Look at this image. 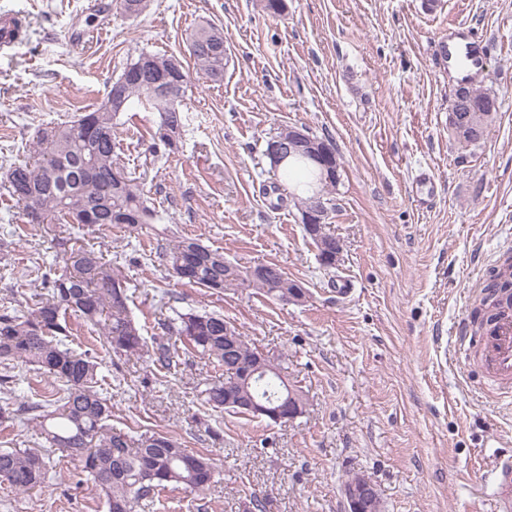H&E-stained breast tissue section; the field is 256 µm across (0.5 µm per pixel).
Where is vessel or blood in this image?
<instances>
[{"label":"vessel or blood","mask_w":512,"mask_h":512,"mask_svg":"<svg viewBox=\"0 0 512 512\" xmlns=\"http://www.w3.org/2000/svg\"><path fill=\"white\" fill-rule=\"evenodd\" d=\"M20 18L12 13L0 14V53L16 52L24 43ZM441 52L457 61L453 79L456 84L470 85L486 72L487 43L478 34L467 31L464 24L448 29L440 43ZM481 359L491 376L486 395L494 400H512V306L502 305L498 315L479 341Z\"/></svg>","instance_id":"1"}]
</instances>
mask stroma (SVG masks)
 Instances as JSON below:
<instances>
[{"label": "stroma", "instance_id": "1", "mask_svg": "<svg viewBox=\"0 0 512 512\" xmlns=\"http://www.w3.org/2000/svg\"><path fill=\"white\" fill-rule=\"evenodd\" d=\"M110 0H0L28 24L25 44L0 57V180L32 159L39 128L91 110L140 53L191 65L187 38L200 23L224 30L221 81L197 74L182 103L178 153L153 152L156 115L121 113L127 168L143 173L156 224L113 228L105 260L127 266L129 308L147 337L168 316L161 237L189 235L230 262L278 264L309 292L285 304L255 288L223 295L179 285L183 305L222 313L259 349L280 356L289 384L308 398L285 423L216 412L191 388L213 368L184 353L174 373L102 351L90 327L71 346L97 350L112 424L131 421L208 450L221 469L209 494L165 491L156 512H345L348 475L371 476L384 512H498L497 477L512 460V410L486 399L480 363L459 364L469 321L499 255L512 249V0H149L129 17ZM464 23L488 41L498 117L474 146L448 133L452 87L441 39ZM286 125L333 141L343 160L328 230L342 247L323 268L300 214L278 201L265 142ZM433 198L416 194L420 173ZM0 301L37 264L53 263L59 230L27 223L0 188ZM48 490L0 486V512H106L73 463Z\"/></svg>", "mask_w": 512, "mask_h": 512}]
</instances>
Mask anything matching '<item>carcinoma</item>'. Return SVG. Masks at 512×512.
<instances>
[{"instance_id":"obj_1","label":"carcinoma","mask_w":512,"mask_h":512,"mask_svg":"<svg viewBox=\"0 0 512 512\" xmlns=\"http://www.w3.org/2000/svg\"><path fill=\"white\" fill-rule=\"evenodd\" d=\"M188 45L195 65L214 81L224 78V32L211 23L200 24L190 33ZM466 90L485 103L484 129L473 138H461L450 131L461 145L479 143L495 122L497 108L487 92L466 86ZM128 102L112 99V92L93 109L98 127L90 132L83 126L84 116L64 123L48 124L38 131L40 159L10 165L4 186L24 206L29 224H58L74 234L70 216L93 212L91 233H102L112 225L135 228L161 220L159 212L147 205L138 185L136 172L121 163V143L116 132L119 112L138 108L158 114L153 140L169 152L179 150L185 124L183 115L163 100L150 99L149 78L129 86ZM279 185L289 191L294 207L318 193L328 210H333L329 195L336 179L309 158L292 156L276 168ZM168 276L176 283L222 294L232 286L258 288L279 299L299 282L286 273L258 277L224 259V251L212 249L197 238L180 237L169 244ZM192 258L186 278L175 275L182 258ZM71 266L55 277L41 275L42 291L34 294L33 304L21 309L5 305L0 309V419L18 420L33 430L34 446L0 451V485L17 494L49 487L56 461L54 454L75 464L77 475L92 483L105 496L107 512H152L155 495L165 488L203 493L217 483L215 459L196 451L197 466L190 471L181 464L183 444L153 429L140 426L125 429L112 426V396L103 393L99 379L101 363L89 352L79 353L67 340L69 319L75 317L98 328L110 352L119 357L148 356L162 369L173 365L169 348L161 342L148 343L141 327L131 315L123 265L103 260L95 244L87 243L60 255ZM512 268V255L486 284L488 288H512V278L503 274ZM171 316L162 323L168 335L183 339L199 356L218 367H228L224 357V316L206 309L180 310L173 305ZM28 365L47 380L49 387L41 401H22L16 395L13 370ZM246 377L235 371L199 390L213 410H229L225 403L235 396L237 384ZM285 390L280 374H269L268 381L251 394L277 398Z\"/></svg>"}]
</instances>
